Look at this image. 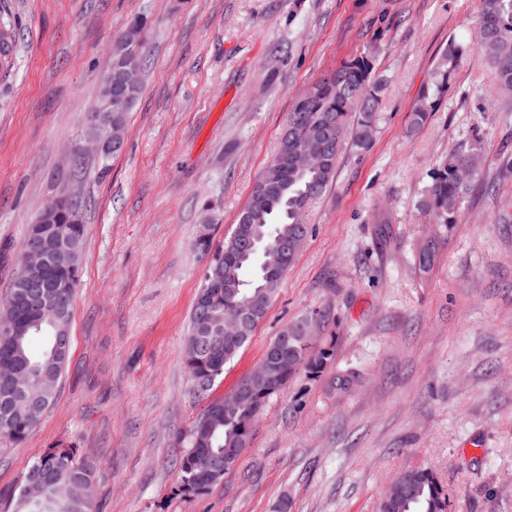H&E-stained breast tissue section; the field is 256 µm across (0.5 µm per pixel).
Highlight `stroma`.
I'll return each mask as SVG.
<instances>
[{"mask_svg": "<svg viewBox=\"0 0 512 512\" xmlns=\"http://www.w3.org/2000/svg\"><path fill=\"white\" fill-rule=\"evenodd\" d=\"M480 0H0L17 32L0 82V304L28 224L72 180L114 39L146 15V70L125 148L86 157V249L69 364L21 443L0 442V512L48 448L96 463L93 512H377L389 480L426 468L448 512H512V110L477 59ZM456 39L468 48L438 112L414 104ZM376 50L385 80L369 151L345 146L311 203L307 241L220 397L279 330L323 315L321 376L266 403L235 468L178 490L179 444L200 413L184 364L208 265L275 154L297 96ZM480 135L484 153L457 223L418 207L434 168ZM438 240L430 274L417 244ZM358 379L344 396L336 371Z\"/></svg>", "mask_w": 512, "mask_h": 512, "instance_id": "stroma-1", "label": "stroma"}]
</instances>
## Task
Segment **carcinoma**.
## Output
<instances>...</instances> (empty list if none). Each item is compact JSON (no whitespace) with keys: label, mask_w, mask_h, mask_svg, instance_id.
Returning <instances> with one entry per match:
<instances>
[{"label":"carcinoma","mask_w":512,"mask_h":512,"mask_svg":"<svg viewBox=\"0 0 512 512\" xmlns=\"http://www.w3.org/2000/svg\"><path fill=\"white\" fill-rule=\"evenodd\" d=\"M478 18L479 53L495 68L500 89L512 96V0H480ZM147 18L133 17L112 47L111 68L120 60L122 45H127L125 68L131 71L126 92L137 100L144 67L143 32ZM16 50V32L0 23V79L10 77ZM466 47L454 40L441 55L432 80L422 88L413 111V127H419L437 110L448 93V81ZM384 79L379 75L372 52L357 55L316 83L297 100L288 116L278 150L255 183L249 201L238 216L237 224L251 229L254 246L239 247L231 236L220 246L212 238H199L198 245L209 257L192 311L187 342L197 336L215 334L224 326V308L242 305L258 294L265 295L270 308L281 280L293 264L298 250L295 244L309 234L310 227L294 215V207L319 198L336 176V163L345 135L353 130L357 149L372 144ZM129 112L112 113V122L95 121L90 136L125 134ZM482 140L474 137L466 149L448 154L434 169L431 183L419 200V208L436 224H455L465 195L477 178ZM50 239H67L72 248L58 258L43 284V291L73 308L81 277L80 256L85 246L84 225L70 224L59 215L45 228ZM436 243L417 246V268L427 273L434 265ZM21 270H16L11 297L0 307V323L10 336L0 341V440L23 442L40 422L32 403L49 408L56 387L68 363L69 354L57 350V327L46 322L50 316L25 305L13 303ZM307 320L284 326L270 346L280 345L288 359V368L271 367L276 390L284 388L300 371L318 375L330 352L309 344L304 333ZM253 329L247 328L235 342H208L195 357L185 356L186 366L197 395L207 403L183 439L185 451L179 460L180 491L201 494L224 479V450L234 448L241 454L247 448L257 418L274 392L255 390L238 406L224 408L221 398H210L224 367L245 347ZM45 340L44 349L33 354L37 338ZM37 477L46 487L38 501L19 492L13 512H92L84 496L85 485L94 480L92 465L71 446L48 449L31 466L26 477ZM378 512H448V497L436 476L428 469H409L392 489L383 495Z\"/></svg>","instance_id":"carcinoma-1"}]
</instances>
